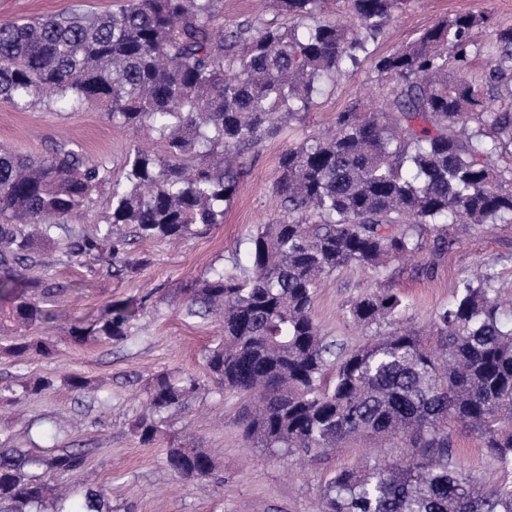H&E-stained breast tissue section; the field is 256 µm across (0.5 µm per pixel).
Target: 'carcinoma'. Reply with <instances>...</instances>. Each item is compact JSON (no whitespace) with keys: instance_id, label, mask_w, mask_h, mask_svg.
Returning <instances> with one entry per match:
<instances>
[{"instance_id":"obj_1","label":"carcinoma","mask_w":512,"mask_h":512,"mask_svg":"<svg viewBox=\"0 0 512 512\" xmlns=\"http://www.w3.org/2000/svg\"><path fill=\"white\" fill-rule=\"evenodd\" d=\"M292 25L244 20L217 30L221 0H122L105 14L71 12L0 24V98L18 110L48 99L73 112L102 104L122 128L146 129L162 152L129 148L125 175L62 144L47 157L0 149V319L31 325L46 316L35 296L55 292L26 270L39 244L64 243L78 264L107 252L120 273L133 237L178 240L224 223L242 168L232 161L284 126L302 121L324 82L371 54L370 45L406 0H344L357 25L324 20L327 0H265ZM485 13L434 22L413 42L375 60L389 83L380 104L336 114L334 130L308 137L279 159L283 213L250 237L247 266L213 267L186 292L188 317L219 315L224 340L204 354L224 393L244 397V434L276 456L339 448L356 436L397 440L399 463L337 471L322 490V512H512V486L485 488L461 469L448 433L453 421L512 468V316L497 273L464 277L431 320L434 346L399 326L403 296L372 291L348 314L388 330L348 349L321 334L312 314L319 280L356 265L374 273L417 253L421 232L434 251L456 244V224H512V168L486 158L512 146V105L487 111L485 87L512 98V27L472 40ZM493 66L485 84L468 77L471 56ZM109 188L112 212L89 235L69 219ZM143 308L115 301L97 319H78L69 340L122 342ZM45 357L40 336H21L0 354ZM199 379L166 371L146 383V409L133 425L143 444L164 415L185 406ZM91 449L34 454L0 448V512H112L100 486L71 498L48 478L80 472ZM168 468L206 478L204 448H170Z\"/></svg>"}]
</instances>
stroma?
<instances>
[{"label":"stroma","mask_w":512,"mask_h":512,"mask_svg":"<svg viewBox=\"0 0 512 512\" xmlns=\"http://www.w3.org/2000/svg\"><path fill=\"white\" fill-rule=\"evenodd\" d=\"M120 0H0V24L24 22L71 11L106 13ZM459 11L484 12L489 27L477 30L475 41L486 44L495 29L512 27V0H407L374 44V53L347 65L327 81L322 94L302 123L289 125L266 140L258 152L243 158L244 177L224 215L223 223L178 243L131 240L134 272L113 275L105 257L84 265L54 262L36 266L31 276L56 284L55 296L40 299L50 314L34 332L57 344L53 355L14 358L0 355V390L12 388L13 401L0 407V444L18 448L42 443L45 423L57 431L58 447L88 448L85 471L59 476L73 493L87 479L103 485L113 512H321L325 482L340 469L373 457L385 463L406 454L398 442L376 443L358 438L306 463L282 459L247 444L238 423L241 400L216 390L192 395L184 410L169 415L156 441L140 443L131 425L145 408L142 389L152 373L177 370L202 375V354L215 345L222 331L210 319L189 318L182 311L185 291L212 267L232 266L245 259L247 239L257 225L275 221L281 210L275 184L278 161L288 146L308 136L327 134L336 113L380 98L383 86L374 59L415 40L436 20ZM63 141L71 142L93 161L104 163L113 177H122L129 147L153 146L149 131L112 125L96 105L71 112L55 104L20 111L0 99V146L16 153L42 156ZM422 248L408 264L393 263L383 274L347 266L325 277L313 306L322 334L353 348L369 338L348 316L358 296L388 290L409 303L403 320L425 329L436 311L451 299L459 278L477 267L494 264L498 285L512 293V224L460 228L454 249L433 255V237L421 234ZM115 301L143 306L144 315L122 343L66 341L70 320L97 316ZM85 377L90 387L71 392L69 375ZM38 377L53 380L44 394L24 396L22 382ZM108 404H100V396ZM458 465L496 487L512 479L493 457L480 448L476 436L462 425L449 424ZM195 446L211 451L216 478L183 480L165 462L166 450Z\"/></svg>","instance_id":"stroma-1"}]
</instances>
